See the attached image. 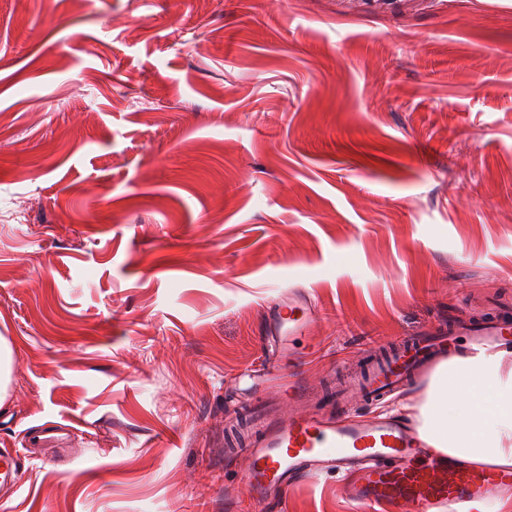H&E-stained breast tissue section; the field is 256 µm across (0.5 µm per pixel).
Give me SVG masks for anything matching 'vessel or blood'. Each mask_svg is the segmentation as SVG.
Wrapping results in <instances>:
<instances>
[{"label": "vessel or blood", "mask_w": 512, "mask_h": 512, "mask_svg": "<svg viewBox=\"0 0 512 512\" xmlns=\"http://www.w3.org/2000/svg\"><path fill=\"white\" fill-rule=\"evenodd\" d=\"M318 315L307 290L281 295L267 318L261 363L241 376L247 390L283 386L292 343ZM460 333L467 338L468 354L494 352L512 344V313L503 311L481 322L460 320L446 329L403 337L389 352L373 357L365 375L343 386L338 400L377 401L423 377L454 353ZM246 414L255 418L256 430L241 450L248 459L242 483L257 502L282 501L300 481L343 472L353 474L349 496L364 512L378 504L392 505L397 512H438L447 504L454 512H465L474 502L487 510L499 489L512 485V467L479 469L452 459L391 416L357 420L299 410L283 416L272 405L247 407ZM22 467L19 449L0 448V497L18 490Z\"/></svg>", "instance_id": "obj_1"}]
</instances>
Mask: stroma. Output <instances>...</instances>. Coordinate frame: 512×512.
Returning <instances> with one entry per match:
<instances>
[{"mask_svg":"<svg viewBox=\"0 0 512 512\" xmlns=\"http://www.w3.org/2000/svg\"><path fill=\"white\" fill-rule=\"evenodd\" d=\"M289 288L285 413L512 304V0H0V512H358L225 451ZM319 315L317 304L306 289H289L270 311L261 341V364L246 369L240 378L241 391H266L282 387L285 360L293 353L292 342L306 334ZM22 457L18 448H0V497L11 495L20 487Z\"/></svg>","mask_w":512,"mask_h":512,"instance_id":"35a3bbf8","label":"stroma"}]
</instances>
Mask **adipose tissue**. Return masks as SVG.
<instances>
[{
  "instance_id": "ef3b65f1",
  "label": "adipose tissue",
  "mask_w": 512,
  "mask_h": 512,
  "mask_svg": "<svg viewBox=\"0 0 512 512\" xmlns=\"http://www.w3.org/2000/svg\"><path fill=\"white\" fill-rule=\"evenodd\" d=\"M421 437L476 465L512 466V368L494 353L437 369L420 408Z\"/></svg>"
}]
</instances>
